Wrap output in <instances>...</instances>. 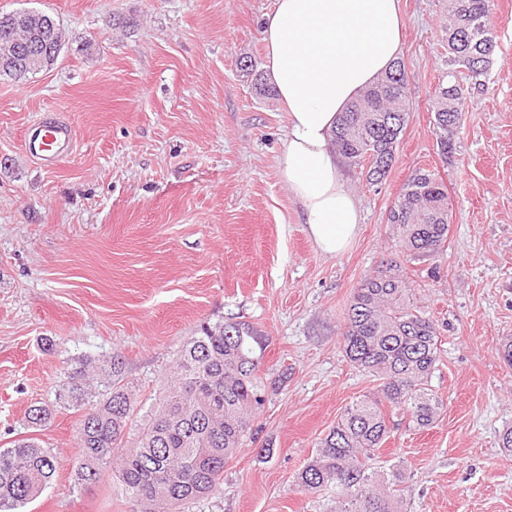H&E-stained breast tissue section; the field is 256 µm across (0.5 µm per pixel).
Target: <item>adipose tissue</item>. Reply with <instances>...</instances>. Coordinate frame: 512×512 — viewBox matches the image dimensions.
Wrapping results in <instances>:
<instances>
[{
    "label": "adipose tissue",
    "mask_w": 512,
    "mask_h": 512,
    "mask_svg": "<svg viewBox=\"0 0 512 512\" xmlns=\"http://www.w3.org/2000/svg\"><path fill=\"white\" fill-rule=\"evenodd\" d=\"M403 29L399 0H274L262 22L264 67L288 115L279 174L321 254L344 252L361 222L332 131L347 104L398 59Z\"/></svg>",
    "instance_id": "ef3b65f1"
}]
</instances>
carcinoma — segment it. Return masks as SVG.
I'll use <instances>...</instances> for the list:
<instances>
[{
  "mask_svg": "<svg viewBox=\"0 0 512 512\" xmlns=\"http://www.w3.org/2000/svg\"><path fill=\"white\" fill-rule=\"evenodd\" d=\"M444 46L447 71L432 105L433 131L448 157L469 93L464 80L487 70L475 61L495 53L489 0H448ZM53 18L41 11L0 13L3 44L41 39ZM259 92L272 88L252 60L239 61ZM408 76L396 61L373 86L352 102L333 132L331 145L349 165L361 168L368 183L386 180L407 125ZM448 187L434 172L419 168L407 179L389 224L399 251L427 260L448 241ZM257 332L238 321L204 325L179 350L176 376L155 398L134 400L112 358L113 380L106 393L84 410L77 432L78 486L115 472L122 493L142 512H177L183 504L216 491L224 464L245 439L263 405L260 362L254 356ZM343 349L357 369L376 377L371 395L346 407L297 476L304 491L336 486V512H403L398 486L403 472L373 466L390 437L387 413L421 430L431 426L443 400L431 388L441 340L435 323L414 297L397 262L384 261L356 288L342 334ZM51 416L46 405L27 413L31 426ZM61 460L34 438L0 449V512H19L53 481Z\"/></svg>",
  "mask_w": 512,
  "mask_h": 512,
  "instance_id": "carcinoma-1",
  "label": "carcinoma"
}]
</instances>
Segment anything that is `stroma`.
I'll list each match as a JSON object with an SVG mask.
<instances>
[{"label":"stroma","instance_id":"35a3bbf8","mask_svg":"<svg viewBox=\"0 0 512 512\" xmlns=\"http://www.w3.org/2000/svg\"><path fill=\"white\" fill-rule=\"evenodd\" d=\"M274 0H0L37 10L68 42L47 69L0 77V448L34 437L62 464L25 512H131L117 479L75 482L81 417L63 395L76 368L120 356L134 393L160 391L201 325L248 323L264 342L265 402L218 489L182 512H332L335 487L299 471L342 411L375 391L343 351L353 293L401 262L442 341L431 384L444 407L421 430L399 417L376 461L404 470L405 512H512V0L492 19L494 62L473 86L456 150L437 151L431 105L446 71L448 0H400L410 112L385 183L342 165L362 222L342 254H320L277 170L287 115L239 68L262 64ZM60 112L73 153L48 169L22 147ZM448 187L449 233L408 262L387 213L415 169ZM55 342L45 353L43 338ZM48 404L44 426L30 406Z\"/></svg>","mask_w":512,"mask_h":512}]
</instances>
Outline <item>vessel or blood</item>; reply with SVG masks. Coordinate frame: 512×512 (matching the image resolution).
<instances>
[{
	"label": "vessel or blood",
	"instance_id": "b4317fda",
	"mask_svg": "<svg viewBox=\"0 0 512 512\" xmlns=\"http://www.w3.org/2000/svg\"><path fill=\"white\" fill-rule=\"evenodd\" d=\"M76 143L72 123L63 115H38L24 137L26 155L43 167H51L70 155Z\"/></svg>",
	"mask_w": 512,
	"mask_h": 512
}]
</instances>
